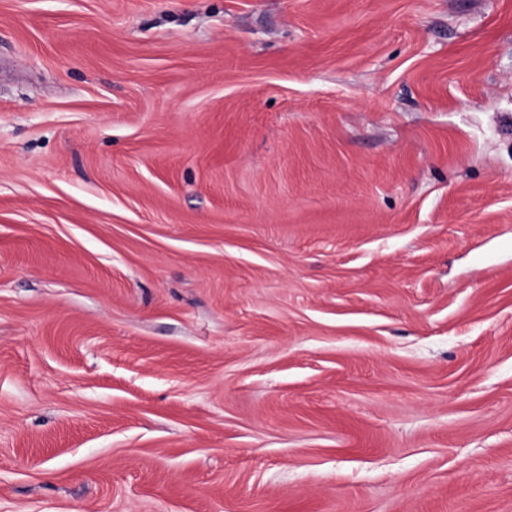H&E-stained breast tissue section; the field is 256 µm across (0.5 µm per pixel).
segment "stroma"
I'll use <instances>...</instances> for the list:
<instances>
[{
    "label": "stroma",
    "mask_w": 512,
    "mask_h": 512,
    "mask_svg": "<svg viewBox=\"0 0 512 512\" xmlns=\"http://www.w3.org/2000/svg\"><path fill=\"white\" fill-rule=\"evenodd\" d=\"M0 512H512V0H0Z\"/></svg>",
    "instance_id": "35a3bbf8"
}]
</instances>
